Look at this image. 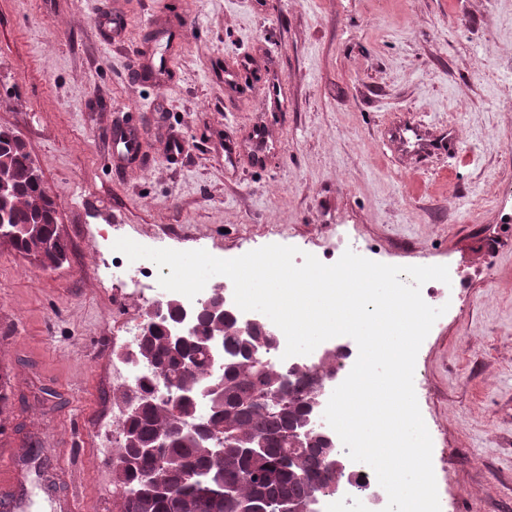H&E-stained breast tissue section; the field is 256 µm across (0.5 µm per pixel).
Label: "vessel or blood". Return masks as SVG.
I'll list each match as a JSON object with an SVG mask.
<instances>
[{"mask_svg": "<svg viewBox=\"0 0 512 512\" xmlns=\"http://www.w3.org/2000/svg\"><path fill=\"white\" fill-rule=\"evenodd\" d=\"M136 136L132 128L116 130L112 136L113 155L131 159ZM11 456L16 467L9 483L0 488V512H79L78 498L55 488L61 473L42 472L31 449H13Z\"/></svg>", "mask_w": 512, "mask_h": 512, "instance_id": "vessel-or-blood-1", "label": "vessel or blood"}]
</instances>
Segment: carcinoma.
<instances>
[{"label": "carcinoma", "instance_id": "carcinoma-1", "mask_svg": "<svg viewBox=\"0 0 512 512\" xmlns=\"http://www.w3.org/2000/svg\"><path fill=\"white\" fill-rule=\"evenodd\" d=\"M0 165L7 167L11 195L7 203L11 224H42L46 236L54 240L53 249L41 258V266L50 267L65 256L66 244L57 234L56 203L43 182L36 177V166L22 138L9 128H0ZM12 248L33 258L40 242L18 238ZM195 325L201 336L224 334V369L212 374L206 352L196 351L197 360L190 371L181 370L179 352L166 340L159 328H147L136 344L137 355L150 361L152 376L142 379L132 390H116L114 398L130 402L133 394L152 390L157 381L155 369L171 373L185 390H196L207 382L218 401L208 400L209 410L200 415L197 407L186 402L171 407L144 403L137 416L125 418L123 436L134 434L140 447L121 443L112 452V486L122 489L119 512H238L241 505L254 498L265 501V512H273L275 501L291 498L300 503L321 487L327 488L335 473L325 468V460L334 455L333 447L321 440L307 448H292L288 432L309 416L314 394L313 376L297 369L288 376L292 386L288 410L267 409L257 398L265 378L285 372L272 361L277 337L257 325L250 336L236 334L231 323L219 327L205 311L196 314ZM266 354L264 370L247 365L252 350ZM195 420L219 430L229 426L237 433L233 441H221L220 455L202 447L195 432L184 428V421ZM160 432L170 443L159 449L166 465V483L173 490L152 489L143 484L146 471L156 468V458L143 452ZM263 440L265 447L250 443ZM233 487L227 498L224 489Z\"/></svg>", "mask_w": 512, "mask_h": 512}]
</instances>
